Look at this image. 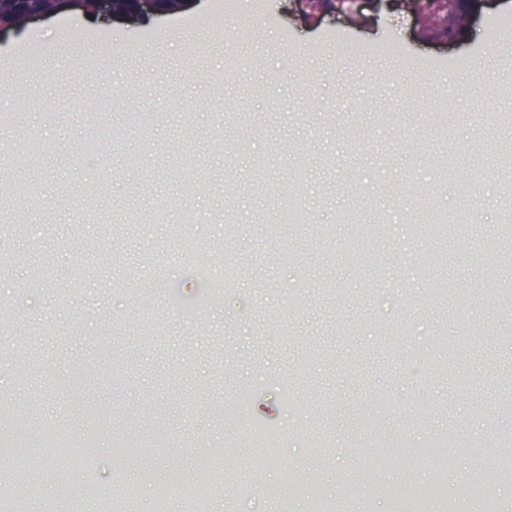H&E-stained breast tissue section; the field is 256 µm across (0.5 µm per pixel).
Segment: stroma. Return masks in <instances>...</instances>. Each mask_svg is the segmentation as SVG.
Returning a JSON list of instances; mask_svg holds the SVG:
<instances>
[{
	"mask_svg": "<svg viewBox=\"0 0 512 512\" xmlns=\"http://www.w3.org/2000/svg\"><path fill=\"white\" fill-rule=\"evenodd\" d=\"M504 11L512 0H487L457 43L427 35L404 0H367L355 15L303 0H263L257 12L247 0H192L141 20L71 11L0 36V218L27 227L0 231V305L13 314L0 335V404L41 391L43 427L61 408L80 413L72 390L84 384L106 415L84 420L92 461L41 459L0 496L22 500L31 480L65 468L73 485L100 490L80 512H116L113 487L146 464L136 455L117 471L110 448L138 435L187 484L193 454L210 458L223 485L211 512H310L317 488L336 512H423L405 493L432 471L409 448L512 430L497 412L512 396V268H497L504 295L476 290L496 258H512L495 124L512 112V44L488 40L484 25ZM393 100L406 103L402 119L381 125ZM132 112L152 113L153 125L130 127ZM87 113L97 116L91 152ZM435 113L453 121L448 145L434 138ZM30 140L41 161L17 168ZM446 160L480 172L469 196L445 181ZM352 175L381 207L344 224ZM260 176L309 212L300 241L266 197L244 191ZM19 178L37 183L36 198L13 197ZM421 182L438 186L432 201L448 212L468 209L467 255L413 237ZM167 197L182 201L186 241L144 221ZM490 240L497 256L485 253ZM159 263L163 288L123 291L127 269ZM217 264L237 285L198 306L200 274ZM427 265L439 278H418ZM447 279L474 302H428ZM285 375L296 380L290 406ZM257 420L291 432L274 459L241 449ZM490 467L457 455L452 512H471V479ZM240 468L251 486L227 479ZM288 470L301 484L285 501L262 494ZM378 482L396 495H376Z\"/></svg>",
	"mask_w": 512,
	"mask_h": 512,
	"instance_id": "35a3bbf8",
	"label": "stroma"
}]
</instances>
